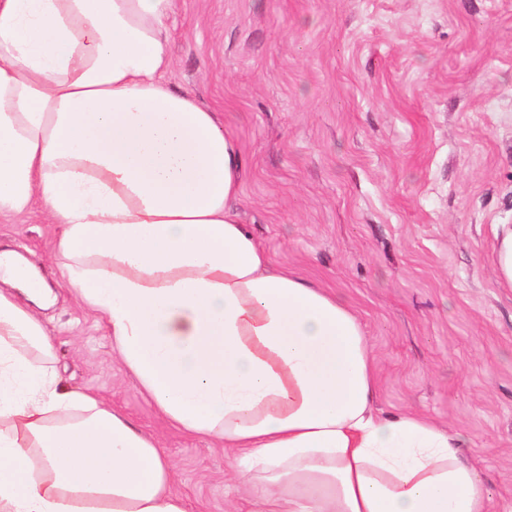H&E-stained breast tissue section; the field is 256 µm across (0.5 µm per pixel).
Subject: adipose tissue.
<instances>
[{
    "instance_id": "obj_1",
    "label": "adipose tissue",
    "mask_w": 512,
    "mask_h": 512,
    "mask_svg": "<svg viewBox=\"0 0 512 512\" xmlns=\"http://www.w3.org/2000/svg\"><path fill=\"white\" fill-rule=\"evenodd\" d=\"M175 0H0V216L41 207L55 274L173 427L232 452L253 512H493L461 439L375 407L340 295L275 268L232 206L234 139L171 66ZM0 253V512H194L157 438L63 384Z\"/></svg>"
}]
</instances>
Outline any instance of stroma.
Segmentation results:
<instances>
[{
	"label": "stroma",
	"mask_w": 512,
	"mask_h": 512,
	"mask_svg": "<svg viewBox=\"0 0 512 512\" xmlns=\"http://www.w3.org/2000/svg\"><path fill=\"white\" fill-rule=\"evenodd\" d=\"M164 79L235 140L234 206L275 265L362 321L375 403L461 434L493 501H512V0H177ZM41 209L0 220V249L52 259ZM40 317L55 365L156 435L196 512H248L217 441L169 425L60 288ZM494 272L496 278L512 286V225L499 224L495 228Z\"/></svg>",
	"instance_id": "obj_1"
}]
</instances>
